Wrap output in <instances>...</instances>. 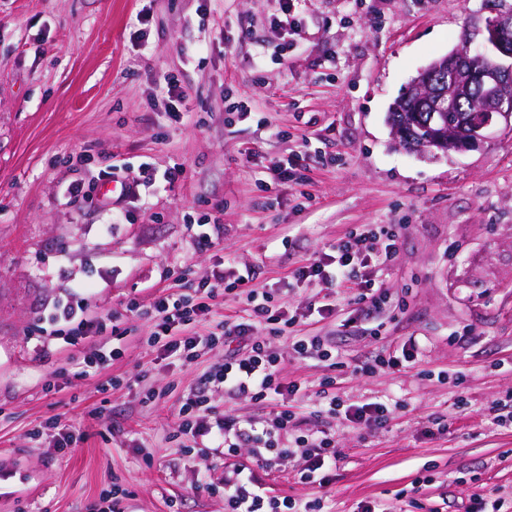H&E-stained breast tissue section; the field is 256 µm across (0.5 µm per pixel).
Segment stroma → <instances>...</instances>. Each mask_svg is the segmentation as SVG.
<instances>
[{"label": "stroma", "mask_w": 512, "mask_h": 512, "mask_svg": "<svg viewBox=\"0 0 512 512\" xmlns=\"http://www.w3.org/2000/svg\"><path fill=\"white\" fill-rule=\"evenodd\" d=\"M497 5L512 0H293L290 35L278 0H0V512H102L116 488L118 512H224L197 482L220 477L224 457L185 452L177 416L224 347L167 364L145 312L164 286L193 294L224 257L290 310L336 298L335 316L294 328L338 337L336 367L271 340L305 388L293 412L336 433L335 477L303 483L297 452L262 469L274 494L320 512H466L487 495L512 512V426L492 410L512 393V130L432 157L396 147L387 124L419 70ZM170 78L188 94L180 117ZM295 153L305 167L272 170ZM114 165L150 187L113 213L70 199V184L100 185ZM213 222L223 240L198 249ZM362 224L400 227L378 273L386 304L295 282ZM81 282L117 333L39 346ZM411 340L414 367L354 374ZM105 344L123 359L86 367ZM328 376L351 400L399 408L375 429L315 417ZM54 417L79 430L75 447L30 439Z\"/></svg>", "instance_id": "obj_1"}]
</instances>
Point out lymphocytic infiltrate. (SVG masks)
Returning <instances> with one entry per match:
<instances>
[{
    "label": "lymphocytic infiltrate",
    "instance_id": "lymphocytic-infiltrate-1",
    "mask_svg": "<svg viewBox=\"0 0 512 512\" xmlns=\"http://www.w3.org/2000/svg\"><path fill=\"white\" fill-rule=\"evenodd\" d=\"M398 227L390 224H364L330 245L327 252L298 267L293 277L299 283L326 282L355 287V303L377 307L386 296L376 282L380 266L393 261L398 253ZM199 299L178 293H160L150 305L155 318L147 342L161 356L184 363L192 362L198 351L224 344V361L213 366L199 380L194 392L180 405V433L189 447L203 444L222 450L231 459L223 478L208 483V490L222 493L224 512H299L295 500L271 495L255 471L237 463L240 449H254L262 464L268 465L291 456L294 449L305 451L300 477L307 484H328L336 466L334 434L302 431L289 408L302 391L301 385L285 381L281 358L268 342L269 336L288 334L295 317L281 303L275 289L254 282L253 272H240L233 265L216 271L203 284ZM224 294L244 300L245 317L225 323L221 334L187 333L186 328L209 310V299ZM108 318L90 312L87 297L56 308L50 320L51 336L76 344L78 339L99 336L107 329ZM267 336H259V329ZM223 388L231 399H248L270 406L265 419H239L217 414L210 403L212 389ZM321 413L340 417L360 428L384 426L395 412L387 403L367 399L353 402L340 393L324 395Z\"/></svg>",
    "mask_w": 512,
    "mask_h": 512
}]
</instances>
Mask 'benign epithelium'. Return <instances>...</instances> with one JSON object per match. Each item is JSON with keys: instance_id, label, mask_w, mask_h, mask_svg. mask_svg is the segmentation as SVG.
<instances>
[{"instance_id": "1", "label": "benign epithelium", "mask_w": 512, "mask_h": 512, "mask_svg": "<svg viewBox=\"0 0 512 512\" xmlns=\"http://www.w3.org/2000/svg\"><path fill=\"white\" fill-rule=\"evenodd\" d=\"M512 31V9H497L485 19L483 48H471L463 39L451 53L422 69L408 90L434 98L431 120L442 124V113L465 100L454 132L416 145L408 142L396 125H390L396 146L420 153L449 155L477 148L486 132L502 125L512 128V42L504 34Z\"/></svg>"}]
</instances>
